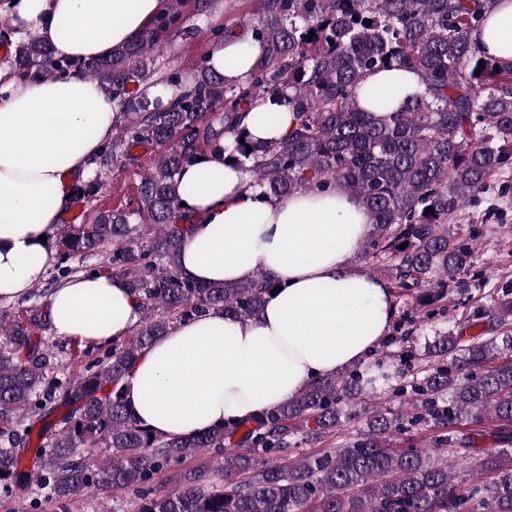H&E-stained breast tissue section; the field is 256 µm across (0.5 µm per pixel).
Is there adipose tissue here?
Returning <instances> with one entry per match:
<instances>
[{
  "mask_svg": "<svg viewBox=\"0 0 512 512\" xmlns=\"http://www.w3.org/2000/svg\"><path fill=\"white\" fill-rule=\"evenodd\" d=\"M165 11L166 0H17L10 7L21 34L72 60L109 56ZM479 43L512 63V0H498L487 14ZM258 54L251 35L238 34L209 56L216 72L241 82ZM423 89L415 74L383 71L366 78L361 94L400 100ZM116 115L111 96L78 72L32 80L0 66V299L24 298L43 279L71 187L88 179ZM295 125L290 107L271 103L244 120L261 140L286 138ZM177 182L197 224L182 241L183 276L240 283L263 270L280 290L256 317L208 312L177 322L145 348L124 384L138 424L171 439L252 420L382 342L393 291L349 268L370 229L356 197L339 189L264 199L248 172L210 153L184 167ZM47 303L55 334L87 345L125 338L141 316L126 281L100 274L61 283Z\"/></svg>",
  "mask_w": 512,
  "mask_h": 512,
  "instance_id": "adipose-tissue-1",
  "label": "adipose tissue"
}]
</instances>
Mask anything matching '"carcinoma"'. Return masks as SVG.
I'll list each match as a JSON object with an SVG mask.
<instances>
[{
	"instance_id": "obj_1",
	"label": "carcinoma",
	"mask_w": 512,
	"mask_h": 512,
	"mask_svg": "<svg viewBox=\"0 0 512 512\" xmlns=\"http://www.w3.org/2000/svg\"><path fill=\"white\" fill-rule=\"evenodd\" d=\"M167 2V14L106 58L56 59L36 39L15 49L20 75L78 70L119 108L74 201L91 203L112 169L140 161L138 151L154 158L136 207L63 224L50 244L57 284L90 256L96 273L126 281L141 308L132 336L57 380L48 313L32 306L25 324L0 309V493L31 487L61 512L81 496L130 490L135 512H512L507 287L493 299L496 334L466 336L469 324L419 347L408 331L404 349L315 381L252 421L167 440L137 424L123 398L139 354L172 325L211 310L253 318L277 285L262 270L237 284L183 276L179 254L193 225L177 176L209 151L246 167L264 198L336 188L356 196L371 219L357 250L364 270L388 272L415 315L448 311V287L472 262L448 224L512 163V64L486 57L476 38L496 0H256L242 29L260 53L235 84L207 55L188 76L171 67L170 37L195 32L181 26L183 0ZM391 70L418 74L424 94L395 108L362 105L366 77ZM268 101L290 106L296 127L280 141H254L241 122ZM418 427L434 432L433 447L415 442ZM486 436L497 452L478 445ZM302 446L310 451L286 454ZM202 451L207 468L173 474L165 493L153 486Z\"/></svg>"
}]
</instances>
